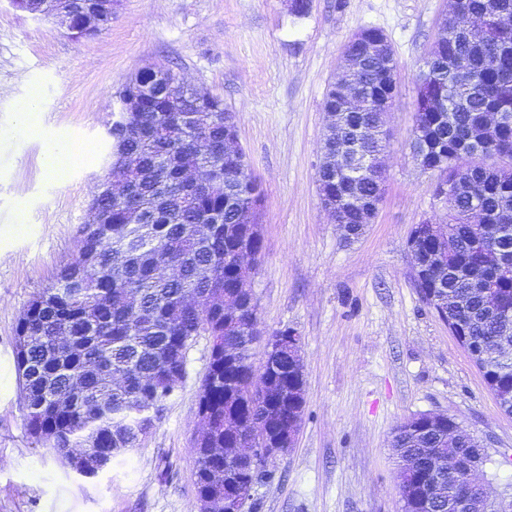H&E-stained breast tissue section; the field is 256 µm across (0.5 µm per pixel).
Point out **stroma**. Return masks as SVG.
Returning <instances> with one entry per match:
<instances>
[{
  "mask_svg": "<svg viewBox=\"0 0 512 512\" xmlns=\"http://www.w3.org/2000/svg\"><path fill=\"white\" fill-rule=\"evenodd\" d=\"M449 0H114L112 26L71 39L0 0V512H198L193 452L208 336L186 353V375L135 448L93 478L65 469L28 433L15 330L28 305L75 254L111 151L108 109L148 65L220 99L233 113L260 181L261 259L249 286L261 336L301 338L306 403L295 443L269 465L246 512H404L395 427L442 413L477 438L485 472L512 493V415L420 298L408 242L443 223L438 172L422 169L408 137L419 75ZM376 27L397 62V94L381 156L383 201L358 239L323 210L324 96L344 44ZM36 99L35 125L19 111ZM86 149L62 174L45 168L52 142Z\"/></svg>",
  "mask_w": 512,
  "mask_h": 512,
  "instance_id": "35a3bbf8",
  "label": "stroma"
}]
</instances>
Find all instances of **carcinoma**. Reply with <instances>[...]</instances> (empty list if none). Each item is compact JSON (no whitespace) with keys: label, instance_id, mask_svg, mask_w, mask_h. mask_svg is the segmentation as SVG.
I'll use <instances>...</instances> for the list:
<instances>
[{"label":"carcinoma","instance_id":"1","mask_svg":"<svg viewBox=\"0 0 512 512\" xmlns=\"http://www.w3.org/2000/svg\"><path fill=\"white\" fill-rule=\"evenodd\" d=\"M447 37L436 50L433 72L421 75L409 146L425 170L455 183L448 223L418 241L422 252L448 245L447 263L416 284L433 310L453 311L474 345L475 361L492 378L489 389L512 395V350L501 346L503 318H512V278L494 294L471 295L488 275L481 244L512 249V0H456ZM393 52L365 56L356 83L363 108L341 117L343 134L358 136L367 154L365 173L318 172L320 194L348 197L335 222L365 224L358 200L377 197L384 176L377 130L395 97ZM156 93L141 112L112 113V175L127 194L99 193L92 201L107 215L95 236H79L77 252L60 280L34 297L16 327V368L26 426L44 448L65 457L68 448H94V463L70 467L89 478L135 447L183 381L179 356L202 333L211 344L198 413L211 419L203 446H194V484L208 512H224L226 487L260 477L269 459L230 460L209 454L228 442L240 445L261 421L272 428L273 391L255 385L250 358L257 341L251 291L237 288L239 247L261 257L255 192L246 160L224 153V107L197 94H178L181 111H166ZM483 141L467 146L465 134ZM222 294L226 311L212 314L210 295ZM393 447L408 469L399 473L404 512H428L423 484L447 467L448 456L483 460L464 431L400 423Z\"/></svg>","mask_w":512,"mask_h":512}]
</instances>
